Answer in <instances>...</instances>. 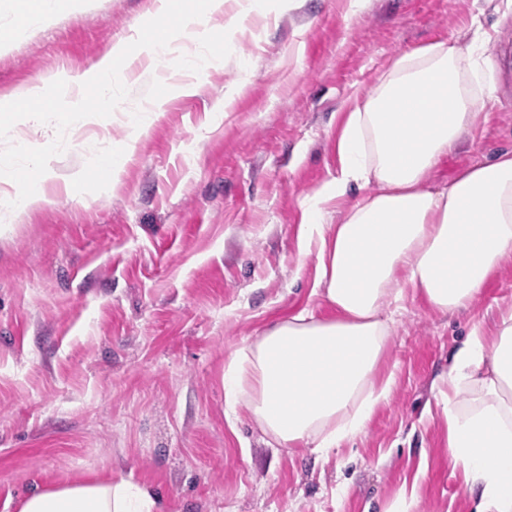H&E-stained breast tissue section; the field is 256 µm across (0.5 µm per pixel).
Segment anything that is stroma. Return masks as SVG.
Segmentation results:
<instances>
[{
    "mask_svg": "<svg viewBox=\"0 0 512 512\" xmlns=\"http://www.w3.org/2000/svg\"><path fill=\"white\" fill-rule=\"evenodd\" d=\"M505 0H294L267 16L242 0L172 26L153 0H72L0 46V104L26 103L0 161L51 154L41 207L0 222V512L36 488L90 475L151 486L164 512H475L448 461L435 385L473 323L492 335L512 304V261L468 309L407 298L386 361L390 398L326 457L268 445L246 408L228 414L224 363L272 322L308 307L304 200L335 176L341 106L372 93L403 54L491 37L476 129L429 181L512 148V10ZM125 45L111 103L44 130L72 79ZM50 83L42 100L35 85ZM173 88L142 135L131 110ZM233 100H226L227 91ZM126 155L120 181L69 184Z\"/></svg>",
    "mask_w": 512,
    "mask_h": 512,
    "instance_id": "35a3bbf8",
    "label": "stroma"
}]
</instances>
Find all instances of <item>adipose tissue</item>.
I'll return each instance as SVG.
<instances>
[{
	"mask_svg": "<svg viewBox=\"0 0 512 512\" xmlns=\"http://www.w3.org/2000/svg\"><path fill=\"white\" fill-rule=\"evenodd\" d=\"M487 32L397 58L377 88L345 113L339 168L308 197L299 235L315 253L313 292L330 319L303 309L242 345L224 366L228 407L245 405L277 445L323 456L360 433L391 394L382 365L393 333L387 310L413 296L446 314L469 308L512 261V151L478 161L437 189L427 182L473 128L466 88L479 78ZM340 223L322 213L352 191ZM442 382L448 458L476 492V512H512V307L491 337L472 331ZM20 512H161L150 489L125 479L47 485Z\"/></svg>",
	"mask_w": 512,
	"mask_h": 512,
	"instance_id": "obj_1",
	"label": "adipose tissue"
}]
</instances>
